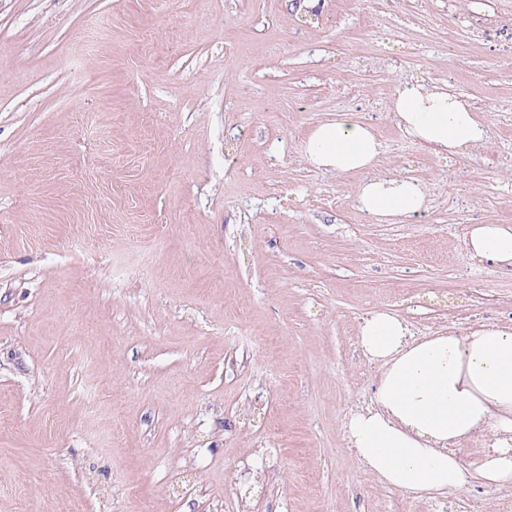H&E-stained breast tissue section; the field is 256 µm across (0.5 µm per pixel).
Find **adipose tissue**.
<instances>
[{"label":"adipose tissue","mask_w":512,"mask_h":512,"mask_svg":"<svg viewBox=\"0 0 512 512\" xmlns=\"http://www.w3.org/2000/svg\"><path fill=\"white\" fill-rule=\"evenodd\" d=\"M406 135L449 157L481 143L487 134L470 106L439 85H416L394 99ZM381 144L348 112L320 123L305 142L313 167L339 174L373 168ZM360 209L383 220L422 211L425 194L399 177L367 179ZM472 256L512 265V225L476 224L467 235ZM395 315L372 312L360 326V344L381 364L376 409L354 415L348 441L369 471L411 495L512 483V330L482 326L464 336L440 334L407 341ZM482 431L489 448L470 470L454 447Z\"/></svg>","instance_id":"ef3b65f1"}]
</instances>
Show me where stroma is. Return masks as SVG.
Returning <instances> with one entry per match:
<instances>
[{
    "instance_id": "1",
    "label": "stroma",
    "mask_w": 512,
    "mask_h": 512,
    "mask_svg": "<svg viewBox=\"0 0 512 512\" xmlns=\"http://www.w3.org/2000/svg\"><path fill=\"white\" fill-rule=\"evenodd\" d=\"M417 84L486 141L406 136ZM341 112L372 172L305 161ZM371 175L422 221L362 223ZM475 224L512 225V0H0V512H407L348 446L359 325L498 326ZM393 110L406 135L428 144L444 157L480 144L487 134L469 104L449 92L448 87H408L395 96ZM359 208L379 219L409 217L425 207V194L417 185L399 177L367 179L358 194Z\"/></svg>"
}]
</instances>
